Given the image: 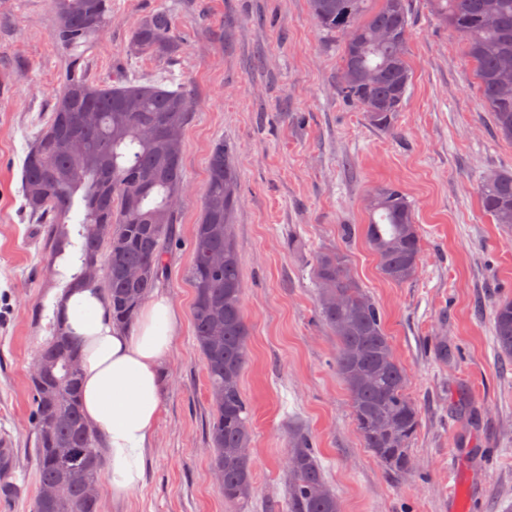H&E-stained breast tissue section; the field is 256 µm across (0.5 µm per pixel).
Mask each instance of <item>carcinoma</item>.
I'll return each mask as SVG.
<instances>
[{
	"label": "carcinoma",
	"mask_w": 512,
	"mask_h": 512,
	"mask_svg": "<svg viewBox=\"0 0 512 512\" xmlns=\"http://www.w3.org/2000/svg\"><path fill=\"white\" fill-rule=\"evenodd\" d=\"M439 21L464 41L481 95L503 138L512 141V0H429ZM320 26L341 39L336 88L357 103L368 123L394 129L411 83L407 0H309ZM52 37L61 47H89L112 15V0H51ZM170 15L161 9L135 27L132 51L162 53L170 47ZM82 58H68L60 91L44 126L22 164L23 206L44 225L48 266L69 254L79 271L69 288L88 285L89 265L100 274L112 322L127 327L142 302L157 288L164 258L173 244L178 207L170 199L183 192V130L192 100L180 90L136 84L125 76L90 80ZM229 150L211 151L202 216L195 225L190 281L196 347L206 370L212 415L208 423L211 467L224 471V502H248L253 490L249 448L251 412L241 377L247 363L249 326L241 288V259L231 234L237 204ZM484 211L512 227V173H492L479 186ZM363 231L379 261L380 274L396 284L414 281L421 271L419 226L407 194L398 186L375 187ZM68 224H79L78 238ZM108 224L111 234L96 226ZM223 256L215 265L214 254ZM139 270L138 279L129 272ZM318 307L336 336V371L348 391L352 418L363 447L393 477L411 467V443L420 414L394 357L377 303L351 275L347 254L321 252L314 264ZM51 336L36 352L29 373L33 404L34 457L38 488L52 485L56 498L35 494L32 512H99V500L85 496L82 482L100 480L102 439L82 407V345L65 327L57 308ZM492 332L499 356L512 360V300L496 303ZM66 448L63 455L58 449ZM287 512H341L328 486L310 435L288 433Z\"/></svg>",
	"instance_id": "cac0c4a2"
}]
</instances>
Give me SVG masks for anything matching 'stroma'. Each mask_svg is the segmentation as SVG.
<instances>
[{
  "label": "stroma",
  "instance_id": "35a3bbf8",
  "mask_svg": "<svg viewBox=\"0 0 512 512\" xmlns=\"http://www.w3.org/2000/svg\"><path fill=\"white\" fill-rule=\"evenodd\" d=\"M171 45L132 53L137 24L159 9ZM412 81L395 129L371 127L336 91L340 39L308 0H112L105 32L83 52L87 76L114 73L184 89L194 115L183 132L185 194L161 288L179 316L165 366L161 414L140 486L101 492L100 512H230L211 470L212 405L193 334L191 240L215 143L232 150L250 361L249 512H286L287 434L316 442L343 512H512V363L498 356L491 313L512 299V231L484 212L477 187L512 171V142L496 133L460 37L408 0ZM50 0H0V444L18 489L0 512H32L37 490L28 373L71 272L47 267L44 235L22 207V161L54 102L68 56L51 38ZM395 184L420 228L422 268L395 284L363 236L370 189ZM342 246L354 278L379 304L421 426L413 468L395 478L363 448L336 338L317 313L315 256ZM447 346V358L437 351Z\"/></svg>",
  "mask_w": 512,
  "mask_h": 512
}]
</instances>
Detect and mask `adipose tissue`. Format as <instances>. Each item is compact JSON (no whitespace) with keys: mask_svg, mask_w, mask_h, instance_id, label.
I'll return each instance as SVG.
<instances>
[{"mask_svg":"<svg viewBox=\"0 0 512 512\" xmlns=\"http://www.w3.org/2000/svg\"><path fill=\"white\" fill-rule=\"evenodd\" d=\"M62 302L68 328L83 345L85 418L105 438L110 488L123 497L143 480L177 313L157 293L142 303L135 325L123 329L113 325L99 289L66 292Z\"/></svg>","mask_w":512,"mask_h":512,"instance_id":"obj_1","label":"adipose tissue"}]
</instances>
